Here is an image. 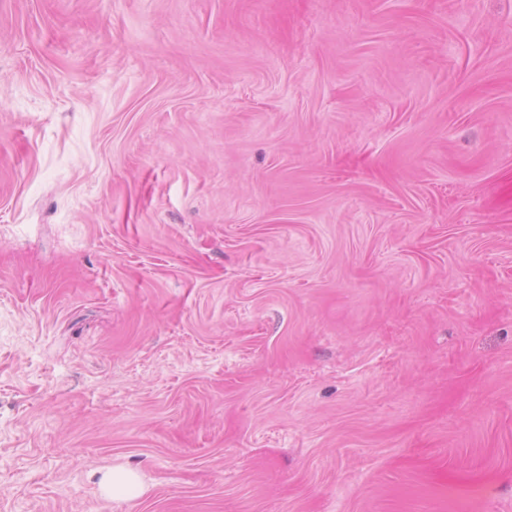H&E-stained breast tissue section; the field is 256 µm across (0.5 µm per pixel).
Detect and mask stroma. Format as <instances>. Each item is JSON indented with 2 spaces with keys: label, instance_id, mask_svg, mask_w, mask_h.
I'll return each instance as SVG.
<instances>
[{
  "label": "stroma",
  "instance_id": "stroma-1",
  "mask_svg": "<svg viewBox=\"0 0 512 512\" xmlns=\"http://www.w3.org/2000/svg\"><path fill=\"white\" fill-rule=\"evenodd\" d=\"M0 512H512V0H0ZM107 489L112 497L130 499L137 496L141 489L140 478L131 469L113 468L107 479Z\"/></svg>",
  "mask_w": 512,
  "mask_h": 512
}]
</instances>
